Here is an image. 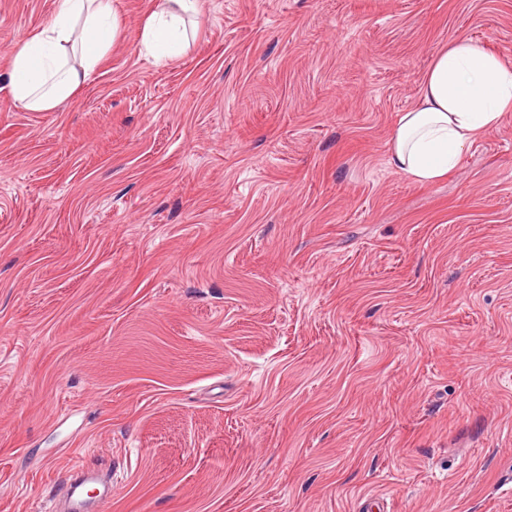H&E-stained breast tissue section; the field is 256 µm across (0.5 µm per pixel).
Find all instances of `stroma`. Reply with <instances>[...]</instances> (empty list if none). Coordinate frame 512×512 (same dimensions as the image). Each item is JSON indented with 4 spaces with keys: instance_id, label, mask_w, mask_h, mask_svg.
I'll return each instance as SVG.
<instances>
[{
    "instance_id": "stroma-1",
    "label": "stroma",
    "mask_w": 512,
    "mask_h": 512,
    "mask_svg": "<svg viewBox=\"0 0 512 512\" xmlns=\"http://www.w3.org/2000/svg\"><path fill=\"white\" fill-rule=\"evenodd\" d=\"M16 110L0 0V512L78 465L107 512H512V115L387 163L434 53L512 65V0H203ZM141 31V45L157 60L171 59L183 50L186 23L201 14L200 0H155Z\"/></svg>"
}]
</instances>
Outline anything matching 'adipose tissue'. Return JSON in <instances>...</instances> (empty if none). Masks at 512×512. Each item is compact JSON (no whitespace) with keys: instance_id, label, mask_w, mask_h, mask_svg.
<instances>
[{"instance_id":"adipose-tissue-1","label":"adipose tissue","mask_w":512,"mask_h":512,"mask_svg":"<svg viewBox=\"0 0 512 512\" xmlns=\"http://www.w3.org/2000/svg\"><path fill=\"white\" fill-rule=\"evenodd\" d=\"M200 0H154L141 44L156 59L178 56L186 23ZM113 0H58L52 21L20 38L10 52L8 84L15 106L50 112L74 97L118 37ZM512 112V66L479 43L457 38L439 49L414 104L388 142V163L417 183L445 177L481 133Z\"/></svg>"}]
</instances>
